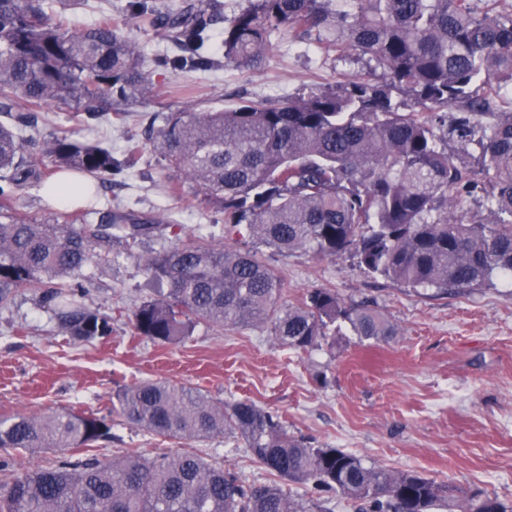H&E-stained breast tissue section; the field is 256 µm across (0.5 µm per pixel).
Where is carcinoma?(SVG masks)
I'll return each instance as SVG.
<instances>
[{"label": "carcinoma", "mask_w": 512, "mask_h": 512, "mask_svg": "<svg viewBox=\"0 0 512 512\" xmlns=\"http://www.w3.org/2000/svg\"><path fill=\"white\" fill-rule=\"evenodd\" d=\"M247 0L227 20L224 62L256 69L284 32L340 56L368 58L376 79L354 77L283 103L244 101L231 109L183 110L150 131L153 151L224 209V237L248 238L279 253L321 258L349 253L370 276L416 292L473 290L512 277V112L490 111L492 91L512 84V5L474 0ZM86 0H0V305L21 288L39 292L61 329L90 342L112 332L110 316L87 307L80 280L98 246L137 241L171 228L157 217L110 212L104 224L83 211L39 224L14 211L15 193L60 174L105 186L120 171L98 142L61 130L22 138L45 109L88 123L146 103L159 86L138 43L109 18L74 30L67 14ZM128 16L180 50L156 65L206 68L217 12H181L129 0ZM90 106L91 112H77ZM483 210L463 209L468 199ZM176 241L144 268L167 286L132 312L134 335L161 345L217 327H268L280 346L308 351L348 324L375 344L395 335L368 299L346 303L312 288L282 303L275 271L250 250ZM124 421L161 437H240L271 474L356 504V512H473L482 496L416 472L368 466L343 448H314L248 399L225 403L166 381L115 395ZM112 441L106 418L52 411L0 417V448L57 455L51 468L13 473L0 457V512H309L277 483L243 480L195 454H126L111 460L68 454Z\"/></svg>", "instance_id": "carcinoma-1"}]
</instances>
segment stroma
I'll list each match as a JSON object with an SVG mask.
<instances>
[{"label":"stroma","mask_w":512,"mask_h":512,"mask_svg":"<svg viewBox=\"0 0 512 512\" xmlns=\"http://www.w3.org/2000/svg\"><path fill=\"white\" fill-rule=\"evenodd\" d=\"M127 2L103 0L113 23L147 60L174 54L170 42L128 20ZM373 75L364 57L305 49L280 36L259 69L161 70L156 78L164 86L154 100L93 126L48 110L39 115L37 137L47 140L65 128L78 138L107 140L120 158L129 139L144 140L149 126H162L165 115L188 106L190 91L198 107H231L243 99L285 101ZM84 209L92 224L108 212L129 211L161 217L216 246L224 242L223 210L198 196L183 173L163 168L148 147L122 182L100 188ZM162 244L159 238L115 241L99 247L85 269V302L111 316L110 336L71 340L28 288L0 306V415L95 413L111 419L114 434L98 448L101 457L192 453L247 480L269 482L236 437L164 438L116 416L112 401L119 389L168 379L211 398L252 400L312 446L343 448L369 465L415 471L512 502V282L498 278L489 287L438 298L369 276L348 258L260 246L257 256L277 270L287 304H299L314 286L334 289L348 302L368 296L396 336L373 345L345 327L335 347L306 353L281 347L265 328L201 323L183 342L158 345L134 336L129 316L158 295L144 262Z\"/></svg>","instance_id":"stroma-1"}]
</instances>
